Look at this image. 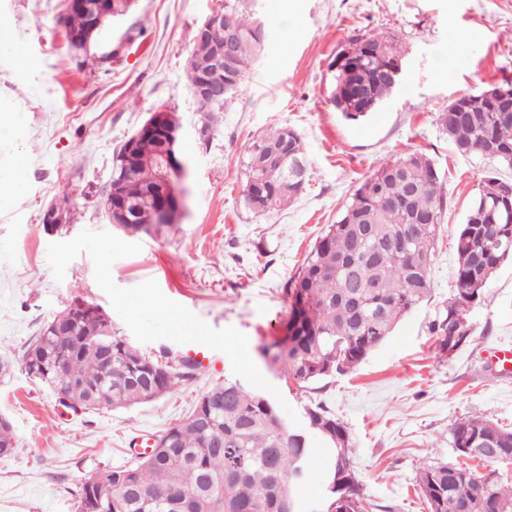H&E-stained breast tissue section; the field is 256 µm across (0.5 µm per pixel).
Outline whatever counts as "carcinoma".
I'll return each mask as SVG.
<instances>
[{"instance_id":"obj_1","label":"carcinoma","mask_w":512,"mask_h":512,"mask_svg":"<svg viewBox=\"0 0 512 512\" xmlns=\"http://www.w3.org/2000/svg\"><path fill=\"white\" fill-rule=\"evenodd\" d=\"M224 17L237 31L231 47L239 66L215 77L222 96H195L197 119L218 127L252 67L266 35L255 31L245 0H224ZM87 15L64 16L70 53L78 56ZM398 41L377 34L354 37L336 55V110L357 120L378 109L398 79L390 68L402 64ZM440 124L463 153H477L512 167V100L493 93L481 106L444 111ZM135 151L140 164L120 180L112 202L144 203L130 233L158 231L150 209L167 172L155 135H142ZM308 181L304 143L288 127L274 129L247 147L244 202L266 215L297 197ZM448 198L434 162L408 152L381 164L355 190L340 219L327 225L298 274L283 289L287 311L284 335L262 348L272 365L300 384L358 367L394 330L400 318L430 293L429 272ZM455 288L445 313L433 323L444 351L467 342L469 308L481 301L497 269L512 259V179L490 177L461 225ZM63 358L59 371L41 363ZM28 375L53 392H64L89 410L125 408L152 401L194 378L187 364L169 371L157 357L140 352L109 331L97 332L86 317L59 336L44 327L23 357ZM308 424L328 445V468L339 485L327 493L320 512H369L356 478L346 428L317 405ZM453 449L461 456L512 464V430L490 420L463 418L451 427ZM159 450L128 467L104 469L77 491L76 512H279V499L294 497L303 463L312 449L292 431L269 398L237 379L210 387L192 411L158 437ZM18 451L9 427L0 425V456ZM427 512H512V484L493 469L479 474L446 463L426 464L416 476Z\"/></svg>"}]
</instances>
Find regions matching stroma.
<instances>
[{
  "label": "stroma",
  "instance_id": "1",
  "mask_svg": "<svg viewBox=\"0 0 512 512\" xmlns=\"http://www.w3.org/2000/svg\"><path fill=\"white\" fill-rule=\"evenodd\" d=\"M223 0H135L82 61L65 47V0H0V24L21 45L0 53V172L22 190L0 194V417L19 450L0 458V512H74L93 473L131 461L226 377L273 400L312 454L296 495L317 512L326 495L325 445L305 412L322 405L346 428L370 512H426L419 467L456 463L450 428L480 417L512 429V374L489 348L512 345V262H504L467 313L468 342L442 351L432 325L455 284L456 237L488 176L512 169L460 153L438 116L463 95L512 82V0H248L266 25L265 49L208 150L192 134L195 99L185 67L197 27ZM397 40L400 83L370 115L349 120L331 97V62L351 39ZM176 112L190 161L187 208L168 233L126 235L103 201L116 149L155 109ZM288 126L307 154L305 190L259 216L243 202L250 142ZM426 153L448 197L431 266L428 300L405 315L353 372L306 385L285 380L261 354L282 336L283 288L326 225L379 164ZM69 213L49 235L48 206ZM100 306L112 329L143 353L185 355L213 346L220 358L194 379L125 409L63 413L23 365L27 344L74 299Z\"/></svg>",
  "mask_w": 512,
  "mask_h": 512
}]
</instances>
